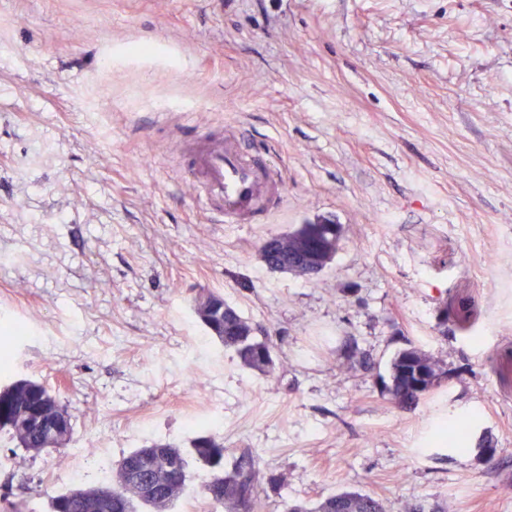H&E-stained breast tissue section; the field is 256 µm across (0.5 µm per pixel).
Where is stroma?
I'll use <instances>...</instances> for the list:
<instances>
[{"instance_id": "35a3bbf8", "label": "stroma", "mask_w": 512, "mask_h": 512, "mask_svg": "<svg viewBox=\"0 0 512 512\" xmlns=\"http://www.w3.org/2000/svg\"><path fill=\"white\" fill-rule=\"evenodd\" d=\"M229 135L283 183L262 223H212L181 162ZM320 220L340 237L317 275L262 260ZM204 289L273 374L209 333ZM0 333V386L44 382L73 427L0 446V512L209 432L278 478L260 512L343 490L512 512V0H0ZM353 345L372 369L346 370ZM408 346L448 380L398 409ZM455 418L465 450L431 444ZM300 228L288 234L272 237L261 245V252L267 265L271 268L294 273L298 276H305L301 273L300 266L288 268V253L295 250L298 240L294 233ZM207 294L210 311L207 320H199L216 337L224 348L234 352L245 368L267 375L275 369V351L266 336H256L255 328L233 306L216 292Z\"/></svg>"}]
</instances>
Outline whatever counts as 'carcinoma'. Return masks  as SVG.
Segmentation results:
<instances>
[{"mask_svg": "<svg viewBox=\"0 0 512 512\" xmlns=\"http://www.w3.org/2000/svg\"><path fill=\"white\" fill-rule=\"evenodd\" d=\"M298 240L294 233L272 237L261 245L267 265L274 269L301 275V268H288V253L295 250ZM210 311L203 325L224 348L234 352L245 368L267 375L275 369V351L271 340L255 334V328L224 297L206 291ZM346 368L349 371L368 370L371 362L352 346L347 352ZM389 382L385 385L391 403L397 408H407L434 393L446 382L448 372L432 355L416 348L398 350L391 358ZM11 392L0 401V413L8 424L0 427L24 448L41 451L49 447V432L28 422L23 403L34 397L45 396V403L53 410L68 413L67 407L49 386L42 382L10 384ZM467 426L453 422L448 433L454 441L448 447L461 450L465 444ZM224 443L211 435L197 437L193 443L196 459L210 469L209 480L201 485L204 496L224 512H258L259 486L264 474L258 457L243 451L231 468L224 469ZM189 461L181 449L170 443H155L148 448H136L117 463L116 470L127 475L119 485H100L69 490L51 499V512H169L185 493L188 484ZM112 492V502H107L105 492ZM284 512H383L380 501L359 491H341L330 495L310 507L302 502L285 504Z\"/></svg>", "mask_w": 512, "mask_h": 512, "instance_id": "cac0c4a2", "label": "carcinoma"}]
</instances>
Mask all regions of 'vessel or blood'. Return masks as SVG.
<instances>
[{
    "label": "vessel or blood",
    "instance_id": "vessel-or-blood-1",
    "mask_svg": "<svg viewBox=\"0 0 512 512\" xmlns=\"http://www.w3.org/2000/svg\"><path fill=\"white\" fill-rule=\"evenodd\" d=\"M183 163L200 174L198 196L224 223L266 211L282 196L267 160L243 152L231 139H204L184 154Z\"/></svg>",
    "mask_w": 512,
    "mask_h": 512
}]
</instances>
